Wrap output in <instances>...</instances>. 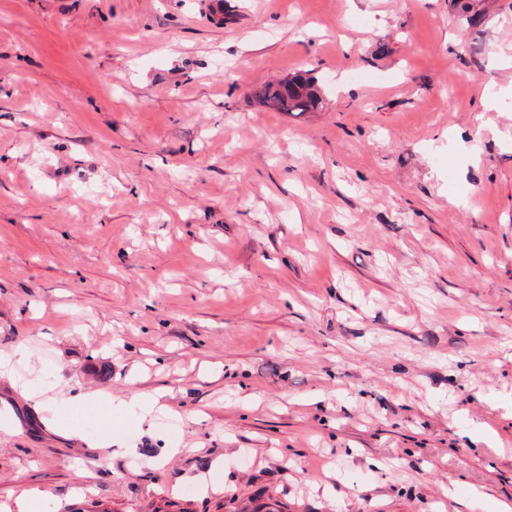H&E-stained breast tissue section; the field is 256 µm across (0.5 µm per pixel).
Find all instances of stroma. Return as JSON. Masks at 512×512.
Here are the masks:
<instances>
[{
    "mask_svg": "<svg viewBox=\"0 0 512 512\" xmlns=\"http://www.w3.org/2000/svg\"><path fill=\"white\" fill-rule=\"evenodd\" d=\"M211 2L0 0V512H497L512 0ZM258 101L280 112H313L319 108L322 98L313 79L295 75L266 85Z\"/></svg>",
    "mask_w": 512,
    "mask_h": 512,
    "instance_id": "1",
    "label": "stroma"
}]
</instances>
